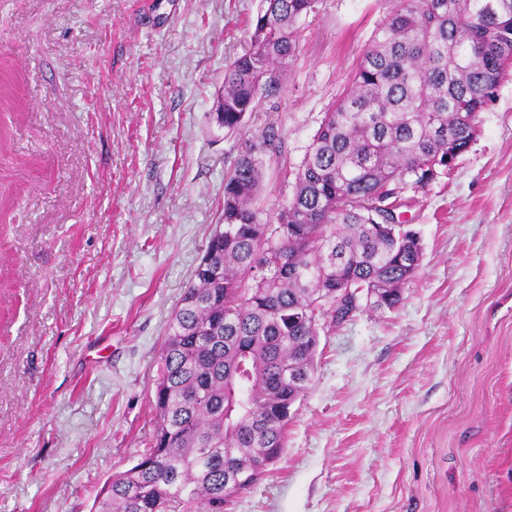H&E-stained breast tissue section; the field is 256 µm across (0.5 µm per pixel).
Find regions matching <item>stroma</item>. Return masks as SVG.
I'll use <instances>...</instances> for the list:
<instances>
[{"mask_svg": "<svg viewBox=\"0 0 512 512\" xmlns=\"http://www.w3.org/2000/svg\"><path fill=\"white\" fill-rule=\"evenodd\" d=\"M261 0H0V512H91L155 429L167 321L245 139L272 212L381 0H317L241 134L208 115ZM451 174L405 186L422 265L393 310L322 323L286 448L224 512H512V72Z\"/></svg>", "mask_w": 512, "mask_h": 512, "instance_id": "1", "label": "stroma"}]
</instances>
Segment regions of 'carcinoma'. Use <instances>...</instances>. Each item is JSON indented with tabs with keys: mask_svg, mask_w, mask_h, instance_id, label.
<instances>
[{
	"mask_svg": "<svg viewBox=\"0 0 512 512\" xmlns=\"http://www.w3.org/2000/svg\"><path fill=\"white\" fill-rule=\"evenodd\" d=\"M385 2L291 199L262 218L263 169L278 148L271 126L225 176L224 223L168 320L153 439L104 484L93 512H224V486L249 487L282 455L291 409L312 382L319 322L349 313L336 289H379L375 310L402 302L423 258L396 214L405 179L429 184L473 141L512 57V0ZM316 3L263 0L209 113L224 115V133L278 87L294 26Z\"/></svg>",
	"mask_w": 512,
	"mask_h": 512,
	"instance_id": "carcinoma-1",
	"label": "carcinoma"
}]
</instances>
